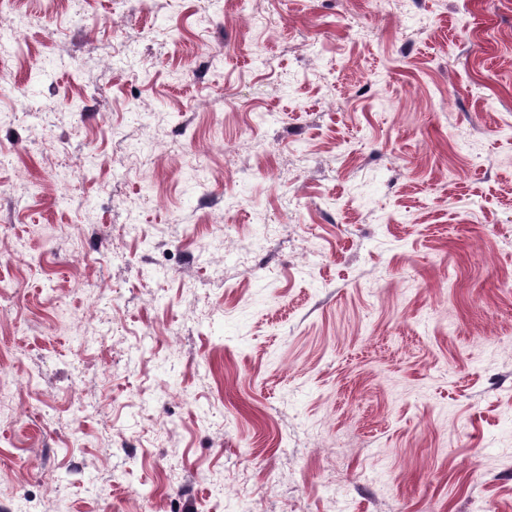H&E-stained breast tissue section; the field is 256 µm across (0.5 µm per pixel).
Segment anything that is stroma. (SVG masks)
<instances>
[{"mask_svg": "<svg viewBox=\"0 0 512 512\" xmlns=\"http://www.w3.org/2000/svg\"><path fill=\"white\" fill-rule=\"evenodd\" d=\"M16 28L0 512H512V0Z\"/></svg>", "mask_w": 512, "mask_h": 512, "instance_id": "obj_1", "label": "stroma"}]
</instances>
